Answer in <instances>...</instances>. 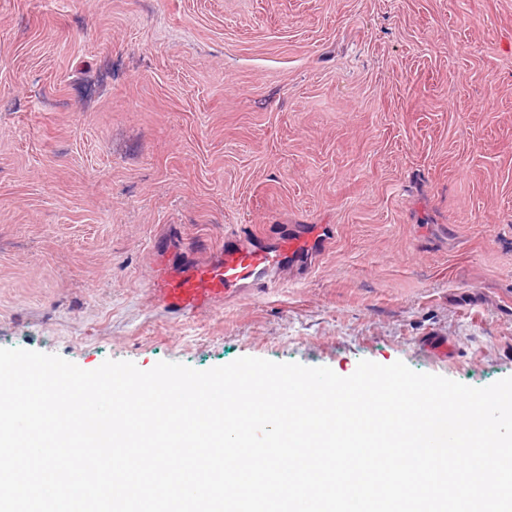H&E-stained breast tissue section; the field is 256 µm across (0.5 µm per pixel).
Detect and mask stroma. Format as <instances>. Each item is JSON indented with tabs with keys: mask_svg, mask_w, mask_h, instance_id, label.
Wrapping results in <instances>:
<instances>
[{
	"mask_svg": "<svg viewBox=\"0 0 512 512\" xmlns=\"http://www.w3.org/2000/svg\"><path fill=\"white\" fill-rule=\"evenodd\" d=\"M281 224L307 269L151 298ZM0 347L512 376V0H0ZM327 224H294L274 237L252 232L224 236L214 260L162 269L150 288L171 312H198L215 303L254 291L288 266L310 262L325 237Z\"/></svg>",
	"mask_w": 512,
	"mask_h": 512,
	"instance_id": "obj_1",
	"label": "stroma"
}]
</instances>
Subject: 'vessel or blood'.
I'll use <instances>...</instances> for the list:
<instances>
[{
    "label": "vessel or blood",
    "instance_id": "b4317fda",
    "mask_svg": "<svg viewBox=\"0 0 512 512\" xmlns=\"http://www.w3.org/2000/svg\"><path fill=\"white\" fill-rule=\"evenodd\" d=\"M325 235L321 224H295L273 237L251 232L225 236L214 260L160 271L150 288L164 308L176 313L206 310L254 291L285 268L311 261Z\"/></svg>",
    "mask_w": 512,
    "mask_h": 512
}]
</instances>
